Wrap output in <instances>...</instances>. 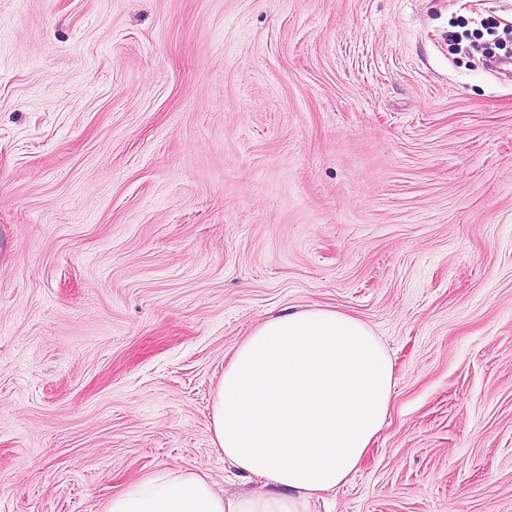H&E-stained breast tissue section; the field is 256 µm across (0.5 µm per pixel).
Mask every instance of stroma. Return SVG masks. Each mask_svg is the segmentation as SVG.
I'll return each mask as SVG.
<instances>
[{
    "label": "stroma",
    "mask_w": 512,
    "mask_h": 512,
    "mask_svg": "<svg viewBox=\"0 0 512 512\" xmlns=\"http://www.w3.org/2000/svg\"><path fill=\"white\" fill-rule=\"evenodd\" d=\"M512 0H0V512L170 465L264 319L358 317L388 420L313 512H512Z\"/></svg>",
    "instance_id": "1"
}]
</instances>
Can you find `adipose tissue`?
I'll return each mask as SVG.
<instances>
[{
	"mask_svg": "<svg viewBox=\"0 0 512 512\" xmlns=\"http://www.w3.org/2000/svg\"><path fill=\"white\" fill-rule=\"evenodd\" d=\"M393 386L362 320L321 306L268 318L235 348L211 412L225 464L266 492L228 499L207 475L164 466L114 492L104 512H310L360 467Z\"/></svg>",
	"mask_w": 512,
	"mask_h": 512,
	"instance_id": "ef3b65f1",
	"label": "adipose tissue"
}]
</instances>
